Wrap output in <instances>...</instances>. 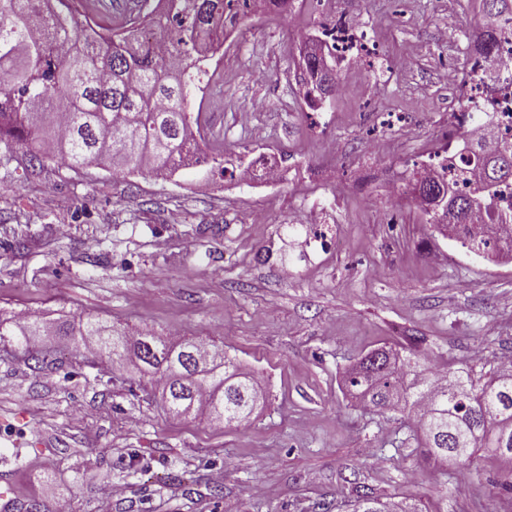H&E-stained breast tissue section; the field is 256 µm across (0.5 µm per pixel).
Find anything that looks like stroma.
<instances>
[{"label": "stroma", "instance_id": "stroma-1", "mask_svg": "<svg viewBox=\"0 0 512 512\" xmlns=\"http://www.w3.org/2000/svg\"><path fill=\"white\" fill-rule=\"evenodd\" d=\"M249 0L224 39L199 149L231 164L280 156L266 187L203 165L173 179L26 171L0 146V320L99 316L129 334L222 344L266 399L250 422L175 416L136 367L55 336L0 340V487L44 512H353L352 485L422 512H512L503 463L428 461L412 420L364 409L345 379L393 346L481 377L512 356V258L481 257L391 200L464 101L476 0ZM359 17L380 58L340 69L347 94L313 111L298 63L322 26ZM292 224L302 233L289 232ZM334 247L320 249L321 238ZM122 487L108 499L104 483ZM53 487L45 495L44 487Z\"/></svg>", "mask_w": 512, "mask_h": 512}]
</instances>
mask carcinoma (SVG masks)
Returning <instances> with one entry per match:
<instances>
[{
  "instance_id": "obj_1",
  "label": "carcinoma",
  "mask_w": 512,
  "mask_h": 512,
  "mask_svg": "<svg viewBox=\"0 0 512 512\" xmlns=\"http://www.w3.org/2000/svg\"><path fill=\"white\" fill-rule=\"evenodd\" d=\"M480 23L474 41L479 62L490 56L512 72V56L498 43L512 27V0H479ZM246 0H165L148 18L169 46L168 57L153 52L135 22L106 27L74 9L71 0H0V144L25 149L31 168L60 157L76 171L110 167L116 175H175L199 150L193 127L199 115L186 110L190 97H203L202 78L214 41L224 37L217 22ZM331 52L311 53L299 64L311 104L330 97ZM489 135L468 141L475 166L487 173L466 175L468 190L455 194L464 222L450 234L469 251L512 253V235L501 228L485 233L478 213L500 216L497 187L512 180V148L487 158ZM41 317L7 326L0 339L18 344L46 331ZM58 332L77 350L88 348L115 365L129 361L160 382L168 410L176 416L203 409L224 426L249 421L255 398L265 396L237 359L213 344H180L170 354L158 337L126 332L88 316ZM363 407L413 419L419 445L438 461L461 446L473 457L497 448L512 461V363H500L481 383L464 367L437 369L381 347L361 358L348 376Z\"/></svg>"
}]
</instances>
